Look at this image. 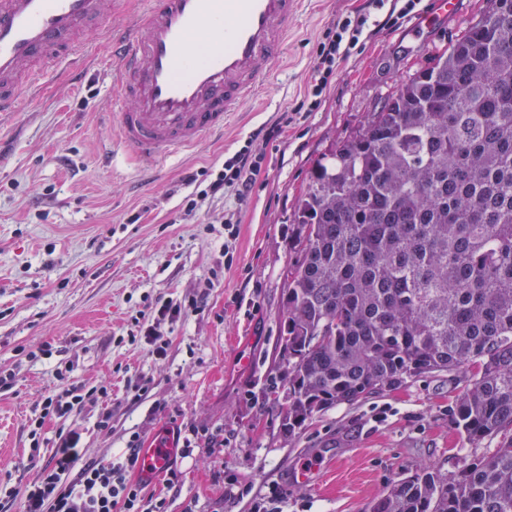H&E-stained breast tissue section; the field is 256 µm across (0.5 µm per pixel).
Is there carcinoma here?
<instances>
[{
	"label": "carcinoma",
	"instance_id": "carcinoma-1",
	"mask_svg": "<svg viewBox=\"0 0 512 512\" xmlns=\"http://www.w3.org/2000/svg\"><path fill=\"white\" fill-rule=\"evenodd\" d=\"M318 163L296 214L279 354L283 426L408 379L467 374L452 418L498 448L417 468L366 512H512V0Z\"/></svg>",
	"mask_w": 512,
	"mask_h": 512
}]
</instances>
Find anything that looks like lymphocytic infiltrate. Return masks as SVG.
Wrapping results in <instances>:
<instances>
[{
	"mask_svg": "<svg viewBox=\"0 0 512 512\" xmlns=\"http://www.w3.org/2000/svg\"><path fill=\"white\" fill-rule=\"evenodd\" d=\"M365 19H344L328 27L317 48L312 97H320L337 63L355 47ZM263 157L243 146L225 160L207 186L208 193L231 191L246 197L251 180L260 171ZM77 434H68L55 449L40 480L25 492L23 512H142L141 483L132 476L138 470V442L130 440L123 457L106 462L80 464L82 450Z\"/></svg>",
	"mask_w": 512,
	"mask_h": 512,
	"instance_id": "obj_1",
	"label": "lymphocytic infiltrate"
}]
</instances>
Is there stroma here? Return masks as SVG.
I'll return each mask as SVG.
<instances>
[{"label":"stroma","instance_id":"35a3bbf8","mask_svg":"<svg viewBox=\"0 0 512 512\" xmlns=\"http://www.w3.org/2000/svg\"><path fill=\"white\" fill-rule=\"evenodd\" d=\"M365 4L304 0L287 62L258 100L223 134L165 158L143 185L133 151H112L102 111L117 78L99 37L90 39L85 84L58 71L45 92L0 115V373L13 377L0 391V487L22 493L38 482L69 433L80 434L85 460L106 461L131 436L144 443L170 425L190 438L189 452L142 492L164 500L166 512H252L274 492L278 512H364L405 471L448 476L495 448L492 439L472 447L456 428L451 409L465 378L444 372L329 408L295 436L283 432L276 346L298 201L334 143L487 8L456 0L454 15L434 26L413 28L408 16L361 39L320 107L300 110L323 31ZM283 118L278 139L258 138ZM248 141L265 161L247 198L197 199L186 176L220 170ZM170 302L180 315L159 318ZM140 325L156 328L164 354L135 337ZM144 382L147 394L132 400L128 385ZM66 383L92 396L46 419L32 451L30 421ZM106 386L104 398L97 390ZM230 475L248 495L231 494Z\"/></svg>","mask_w":512,"mask_h":512}]
</instances>
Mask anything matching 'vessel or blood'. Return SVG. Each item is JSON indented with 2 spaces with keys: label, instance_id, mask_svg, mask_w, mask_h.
<instances>
[{
  "label": "vessel or blood",
  "instance_id": "1",
  "mask_svg": "<svg viewBox=\"0 0 512 512\" xmlns=\"http://www.w3.org/2000/svg\"><path fill=\"white\" fill-rule=\"evenodd\" d=\"M142 14L105 26L112 0H0V113L81 55L89 35L112 52L118 89L105 114L143 174L222 132L282 64L302 0H143ZM165 433L140 451V474L164 470Z\"/></svg>",
  "mask_w": 512,
  "mask_h": 512
}]
</instances>
